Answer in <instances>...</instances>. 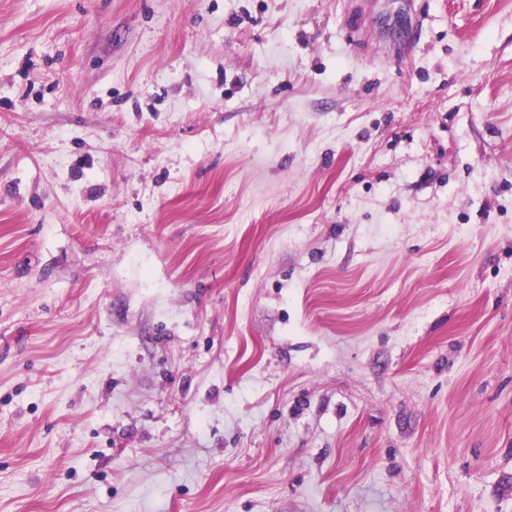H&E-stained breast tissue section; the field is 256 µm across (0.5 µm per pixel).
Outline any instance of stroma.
Wrapping results in <instances>:
<instances>
[{
	"label": "stroma",
	"instance_id": "35a3bbf8",
	"mask_svg": "<svg viewBox=\"0 0 512 512\" xmlns=\"http://www.w3.org/2000/svg\"><path fill=\"white\" fill-rule=\"evenodd\" d=\"M0 512H512V0H0Z\"/></svg>",
	"mask_w": 512,
	"mask_h": 512
}]
</instances>
